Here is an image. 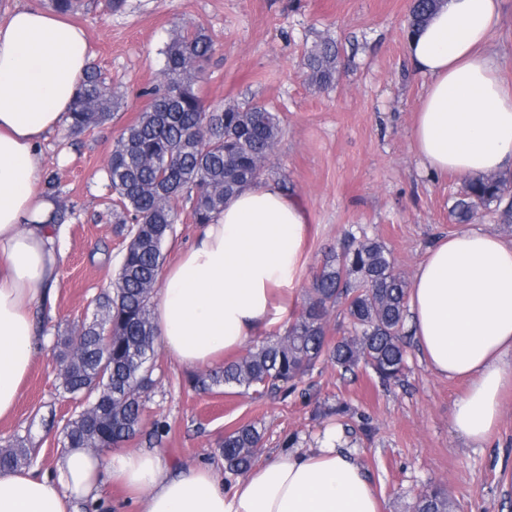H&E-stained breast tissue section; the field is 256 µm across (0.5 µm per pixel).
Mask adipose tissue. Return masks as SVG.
I'll return each mask as SVG.
<instances>
[{
    "label": "adipose tissue",
    "mask_w": 512,
    "mask_h": 512,
    "mask_svg": "<svg viewBox=\"0 0 512 512\" xmlns=\"http://www.w3.org/2000/svg\"><path fill=\"white\" fill-rule=\"evenodd\" d=\"M505 0H440L409 31L407 56L427 78L411 130L424 170L478 179L512 175V81L492 49ZM84 32L48 12L15 7L0 21V420L11 418L47 345L35 310L60 283L62 252L41 187L46 136L91 62ZM309 218L269 181L243 190L201 225L160 275L152 322L166 355L219 366L276 325L304 262ZM409 326L436 375L462 384L451 425L468 444L492 442L512 392V245L470 227L441 237L416 269ZM335 431L316 448L278 453L225 485L213 465L171 471L159 451L71 448L51 469L0 472V512H76L107 486L129 512H383Z\"/></svg>",
    "instance_id": "adipose-tissue-1"
}]
</instances>
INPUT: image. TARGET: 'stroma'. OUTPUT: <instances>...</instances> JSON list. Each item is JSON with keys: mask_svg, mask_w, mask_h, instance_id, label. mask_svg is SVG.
Listing matches in <instances>:
<instances>
[{"mask_svg": "<svg viewBox=\"0 0 512 512\" xmlns=\"http://www.w3.org/2000/svg\"><path fill=\"white\" fill-rule=\"evenodd\" d=\"M411 0H84L71 20L89 40L93 65L119 87L124 101L106 123L81 134L56 129L42 150V175L54 178L70 214L54 305L40 320L48 336L67 334L114 279L123 246L120 225L107 220L102 178L123 127L147 106L140 89L155 83L174 31L206 28L215 50L199 90L210 107L259 101L278 112L283 134L264 172L306 208L305 263L293 300L274 332L301 311L326 255L348 236L369 237L391 252L395 269L412 278L435 239L458 231L450 209L466 183L428 177L410 148L415 104L425 80L412 69L405 41ZM336 41L339 70L325 89L312 86L301 61L315 43ZM406 368L381 384L365 365L343 370L319 360L297 392L255 400L236 388L200 391L194 370L157 352L154 385L133 449L161 451L171 469L207 461L223 471L218 448L229 431L256 425L257 462L306 450L338 430L384 504L413 512L422 489L442 488L462 512H512V395L505 399L492 447L473 448L455 434L450 411L460 383L434 374L412 335ZM58 350L34 360L17 410L0 422V448L26 440L31 463L49 468L62 448L63 423L78 412L58 376ZM165 432L154 434V423Z\"/></svg>", "mask_w": 512, "mask_h": 512, "instance_id": "obj_1", "label": "stroma"}]
</instances>
